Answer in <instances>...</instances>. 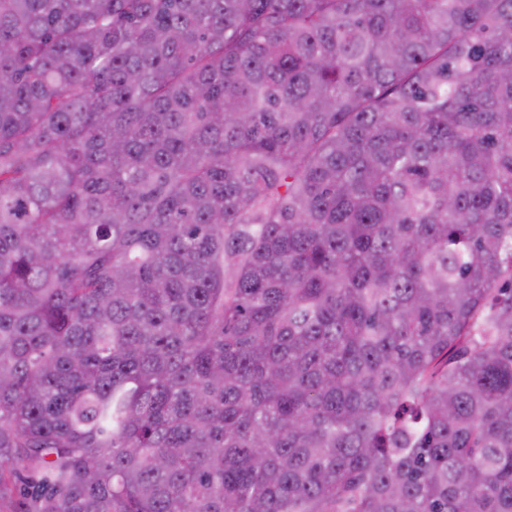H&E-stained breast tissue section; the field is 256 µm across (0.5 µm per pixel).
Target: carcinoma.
<instances>
[{
    "mask_svg": "<svg viewBox=\"0 0 512 512\" xmlns=\"http://www.w3.org/2000/svg\"><path fill=\"white\" fill-rule=\"evenodd\" d=\"M0 512H512V0H0Z\"/></svg>",
    "mask_w": 512,
    "mask_h": 512,
    "instance_id": "obj_1",
    "label": "carcinoma"
}]
</instances>
